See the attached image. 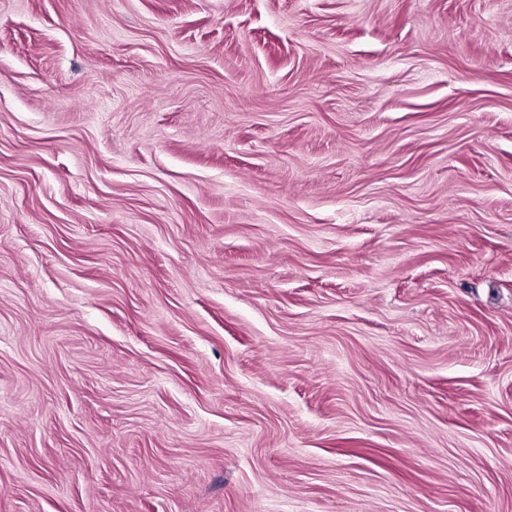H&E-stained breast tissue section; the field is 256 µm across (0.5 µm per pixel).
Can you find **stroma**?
Returning <instances> with one entry per match:
<instances>
[{
    "mask_svg": "<svg viewBox=\"0 0 512 512\" xmlns=\"http://www.w3.org/2000/svg\"><path fill=\"white\" fill-rule=\"evenodd\" d=\"M0 512H512V0H0Z\"/></svg>",
    "mask_w": 512,
    "mask_h": 512,
    "instance_id": "1",
    "label": "stroma"
}]
</instances>
